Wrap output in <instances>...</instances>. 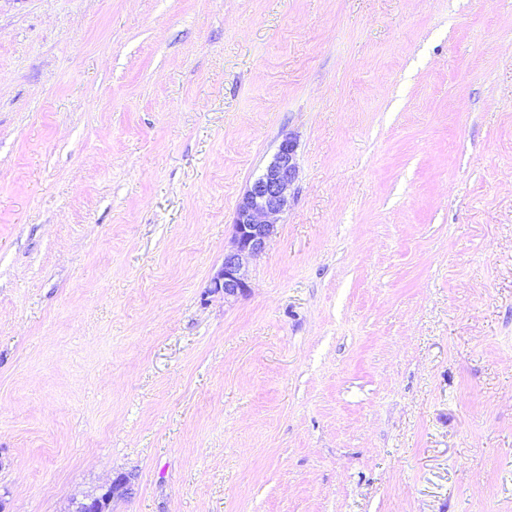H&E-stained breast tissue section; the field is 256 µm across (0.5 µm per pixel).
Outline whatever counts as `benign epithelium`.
Listing matches in <instances>:
<instances>
[{"mask_svg":"<svg viewBox=\"0 0 512 512\" xmlns=\"http://www.w3.org/2000/svg\"><path fill=\"white\" fill-rule=\"evenodd\" d=\"M296 175V143L286 138L270 164L238 201L233 247L224 252V263L211 279L213 292L224 294L226 300L248 292V259L266 249L275 233L277 217L288 211V190ZM129 484L130 477L120 475L100 496L77 503L73 512H106L110 494L127 492Z\"/></svg>","mask_w":512,"mask_h":512,"instance_id":"obj_1","label":"benign epithelium"}]
</instances>
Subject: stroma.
<instances>
[{"mask_svg":"<svg viewBox=\"0 0 512 512\" xmlns=\"http://www.w3.org/2000/svg\"><path fill=\"white\" fill-rule=\"evenodd\" d=\"M121 474L108 512H512V0H0V512ZM296 175V143L285 138L236 206L233 247L224 252V263L209 287L214 293H224L225 301L248 292V259L266 249L275 233L277 217L288 211V190Z\"/></svg>","mask_w":512,"mask_h":512,"instance_id":"obj_1","label":"stroma"}]
</instances>
